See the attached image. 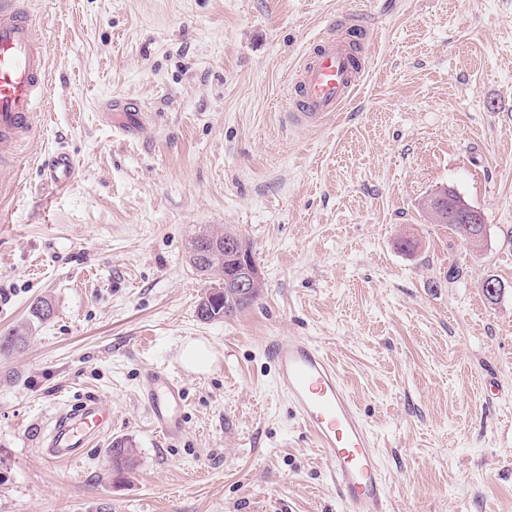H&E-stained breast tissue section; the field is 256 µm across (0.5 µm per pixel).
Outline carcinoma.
<instances>
[{
  "label": "carcinoma",
  "instance_id": "carcinoma-1",
  "mask_svg": "<svg viewBox=\"0 0 512 512\" xmlns=\"http://www.w3.org/2000/svg\"><path fill=\"white\" fill-rule=\"evenodd\" d=\"M231 239L238 252L253 256L251 244L237 233L228 229L224 230V236L214 234L205 236L203 240H194L189 251V262L200 278L208 281L212 278H224V293L218 295L205 294L199 301V306L206 311V320L215 321L228 317L257 302L261 296L260 291H255L251 296L241 298L234 288L232 275L235 262L224 259L223 238ZM53 309L46 299L36 300L30 307V316L36 321H46L51 318ZM30 323L25 322L15 326L0 335V354L7 355L24 344L29 335ZM108 456L112 460L113 471L123 474L134 466L136 451L129 441L119 440L112 443L107 449Z\"/></svg>",
  "mask_w": 512,
  "mask_h": 512
}]
</instances>
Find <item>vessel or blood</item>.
Instances as JSON below:
<instances>
[{"mask_svg": "<svg viewBox=\"0 0 512 512\" xmlns=\"http://www.w3.org/2000/svg\"><path fill=\"white\" fill-rule=\"evenodd\" d=\"M336 35L314 39L293 78L290 123L317 128L344 112L361 86L366 66L360 45L367 33L353 18L336 23ZM48 73L45 37L29 21L24 0H0V155L13 154L26 141L47 107ZM121 136L138 134L141 108L114 100L105 106ZM53 186L67 184L74 161L64 151L47 163ZM276 382L316 441L336 487L343 512H389L386 485L370 432L353 404L342 377L327 355L300 336H279L268 346ZM140 395L161 433L179 438L184 430V393L165 370L146 369ZM112 428V414L92 398L58 414L43 450L47 463L74 462L85 448Z\"/></svg>", "mask_w": 512, "mask_h": 512, "instance_id": "1", "label": "vessel or blood"}]
</instances>
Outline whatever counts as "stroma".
I'll list each match as a JSON object with an SVG mask.
<instances>
[{
	"label": "stroma",
	"instance_id": "35a3bbf8",
	"mask_svg": "<svg viewBox=\"0 0 512 512\" xmlns=\"http://www.w3.org/2000/svg\"><path fill=\"white\" fill-rule=\"evenodd\" d=\"M27 7L50 108L0 159V333L37 299L55 310L0 356V512H342L275 381L267 345L286 334L335 361L392 512H512V0ZM352 13L377 34L363 87L322 127L290 124L307 45ZM114 98L147 112L138 136L100 122ZM58 150L75 163L63 188L43 175ZM443 187L482 213L481 245L423 211ZM225 228L251 243L262 295L204 323L187 247ZM188 340L210 372L184 368ZM150 366L183 389L178 439L139 397ZM89 397L111 432L47 464V426ZM116 440L136 448L123 475ZM107 453L112 460L113 471L117 474L128 472L134 466L136 451L130 441L113 442Z\"/></svg>",
	"mask_w": 512,
	"mask_h": 512
}]
</instances>
